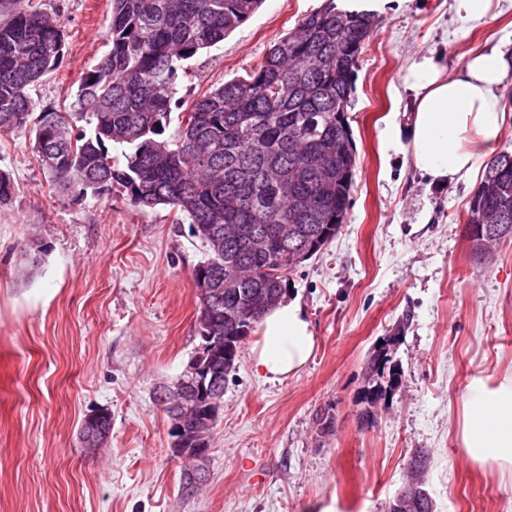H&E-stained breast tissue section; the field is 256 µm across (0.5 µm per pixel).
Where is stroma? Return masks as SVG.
Segmentation results:
<instances>
[{
    "mask_svg": "<svg viewBox=\"0 0 512 512\" xmlns=\"http://www.w3.org/2000/svg\"><path fill=\"white\" fill-rule=\"evenodd\" d=\"M38 2L60 21L65 56L32 96L60 111L106 49L110 0ZM324 2L263 0L190 61L178 97L245 75ZM378 15L347 112L358 165L346 220L288 276L317 349L282 382L257 375L242 350L206 481L191 494L159 395L201 344L192 275L204 248L171 207L136 208L121 188L66 196L38 165L29 129L0 134V171L16 186L0 208V512H387L420 450L435 512H512V475L472 464L459 437L473 381L512 372V240L492 260L472 254L464 227L481 171L431 184L379 145L386 120L411 116L401 77L419 53L455 68L498 43L512 50V0L480 23L453 0H386ZM396 331L403 388L368 426L357 401L365 368ZM101 410L112 432L92 452L80 426Z\"/></svg>",
    "mask_w": 512,
    "mask_h": 512,
    "instance_id": "stroma-1",
    "label": "stroma"
}]
</instances>
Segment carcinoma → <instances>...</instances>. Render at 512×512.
Here are the masks:
<instances>
[{
    "instance_id": "1",
    "label": "carcinoma",
    "mask_w": 512,
    "mask_h": 512,
    "mask_svg": "<svg viewBox=\"0 0 512 512\" xmlns=\"http://www.w3.org/2000/svg\"><path fill=\"white\" fill-rule=\"evenodd\" d=\"M108 49L86 71L69 111L42 112L33 123V152L55 188L76 198L102 197L119 186L140 208L169 205L189 221L207 257L195 275L214 292L198 296L199 362L220 384L262 315L285 291L288 274L322 250L340 229L357 167L350 125L340 110L354 90L360 47L379 24L376 14L343 10L335 0L298 23L305 40L284 35L254 68L186 103L177 86L185 63L245 23L262 0H111ZM8 4L0 20V133L28 125L31 89L58 69L64 33L32 0ZM179 111L175 138L163 120ZM90 119L86 132L76 126ZM124 148L125 162L109 147ZM503 148L484 166L466 231L483 223V209L512 213V175H497ZM16 193L0 172V206ZM288 228V243L266 252L227 237L252 227ZM360 402L401 380L399 366L372 374L366 367ZM430 458L418 452L410 480L423 481Z\"/></svg>"
}]
</instances>
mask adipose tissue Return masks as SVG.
I'll return each mask as SVG.
<instances>
[{"mask_svg": "<svg viewBox=\"0 0 512 512\" xmlns=\"http://www.w3.org/2000/svg\"><path fill=\"white\" fill-rule=\"evenodd\" d=\"M511 74L512 52L498 46L469 55L454 70L434 52L419 54L403 76L412 94L410 120L388 122L383 143L433 183L470 173L499 147L505 125L499 90ZM259 334L253 366L272 381L299 375L317 349L311 322L294 300L267 310ZM461 444L473 464L512 469V376L473 383L463 403Z\"/></svg>", "mask_w": 512, "mask_h": 512, "instance_id": "adipose-tissue-1", "label": "adipose tissue"}]
</instances>
